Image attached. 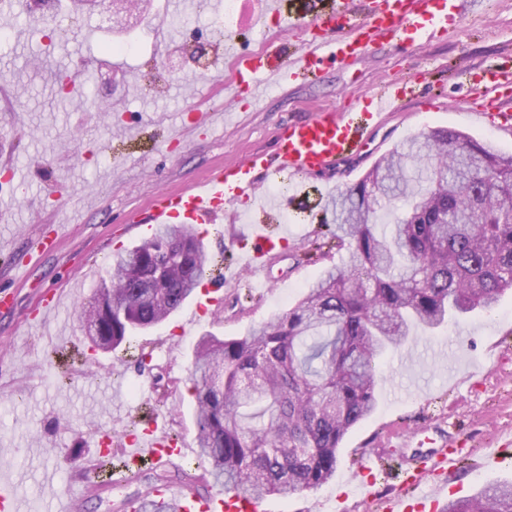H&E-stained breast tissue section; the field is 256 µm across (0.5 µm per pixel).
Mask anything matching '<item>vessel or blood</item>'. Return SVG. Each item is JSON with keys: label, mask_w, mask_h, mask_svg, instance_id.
Returning <instances> with one entry per match:
<instances>
[{"label": "vessel or blood", "mask_w": 512, "mask_h": 512, "mask_svg": "<svg viewBox=\"0 0 512 512\" xmlns=\"http://www.w3.org/2000/svg\"><path fill=\"white\" fill-rule=\"evenodd\" d=\"M461 10V0H372L363 19L357 20L339 0H330L325 10L314 15L303 2L286 24L308 28L314 34L313 49H329L341 63L352 64L375 48L371 30L385 29L393 40L411 43L453 23ZM318 71V58L305 56L291 62L280 51L267 49L241 57L231 90L234 96L246 93L255 100L267 79L305 78ZM414 92V81L406 80L380 91L371 111L360 114L322 112L292 123L277 136L274 161L256 155L233 166L220 165L209 173L203 185L158 194L150 205L152 221L156 224H204L223 213L225 206L254 198L261 176L281 179L316 175L337 168L342 161L361 154L375 130V121L384 114L399 111L402 100ZM468 101L483 102L503 129L512 128V65L486 69L482 79L472 87ZM274 247L272 234L266 231L257 234L247 256L249 269L267 271ZM58 301L56 291L43 293L38 306L27 316L28 324L44 323ZM133 448L147 450L157 459L183 456L186 445L159 436L155 429L148 428L135 439ZM158 494L162 499L175 502L179 512H251L252 509L251 504L221 491L195 497L168 485L159 489Z\"/></svg>", "instance_id": "b4317fda"}]
</instances>
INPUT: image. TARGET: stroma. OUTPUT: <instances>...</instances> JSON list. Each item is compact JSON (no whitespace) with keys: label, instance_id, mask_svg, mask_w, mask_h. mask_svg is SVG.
<instances>
[{"label":"stroma","instance_id":"1","mask_svg":"<svg viewBox=\"0 0 512 512\" xmlns=\"http://www.w3.org/2000/svg\"><path fill=\"white\" fill-rule=\"evenodd\" d=\"M225 0L193 7L176 27L170 48L154 49L157 32L169 24L161 0L148 17L123 31L92 15L62 42L40 35L45 19L18 8L0 17V161L14 176L0 180V242L22 254L29 235L56 224L61 241L26 278L0 260V289L16 294L14 314L0 315V479L8 481L22 512H56L61 497H75L74 512H120L125 498L144 491L157 471L175 476L176 461L161 469L146 466L142 478L95 492L81 478L93 465L95 440L111 433L124 441L146 419L159 429L179 432L194 459L195 404L185 380L201 333L242 336L275 313L288 310L327 266L339 261L328 243L336 230L321 204L322 190L356 183L383 154L407 136L429 128H450L512 153V130H495L487 118L462 106L473 76L512 61V0H463L461 22L447 33L411 45L381 41L356 64L346 66L323 55L320 75L310 81L269 84L265 97L231 101L225 83L233 77L211 37L203 13L220 15ZM268 0H236L226 22L236 34V53L255 52L272 42L289 54L310 49L311 34L255 17ZM124 43L125 54L106 52ZM210 52L206 68L191 53L198 43ZM76 71L73 87L59 95L54 77ZM166 80L151 83L157 71ZM416 78L419 95L374 132L366 156L337 172L310 176L302 193L277 213L289 238L277 246L265 287H254L249 272L235 279L212 278L224 298L215 317L192 322L195 300L162 324L138 333L137 348L150 363L142 368L124 350L92 354L78 318V303L92 295L99 278L85 264L103 244L125 248L147 233V217L159 192L199 184L219 165L260 153L274 157L276 133L289 122L330 109L370 110V95L382 86ZM248 206L224 210L218 223L200 225L215 264L231 270L248 243ZM67 293L58 322L30 333L25 314L49 290ZM374 414L352 427L339 449L336 477L320 489L285 499L266 497L258 512H380L382 503L412 498L405 484L375 479L371 496L354 489L358 471L378 463L406 460L426 429L440 428L453 448L448 482L453 496L477 492L485 481H512V291L494 314L474 312L436 335L415 340L386 356L380 367ZM491 448L504 459L484 467Z\"/></svg>","mask_w":512,"mask_h":512}]
</instances>
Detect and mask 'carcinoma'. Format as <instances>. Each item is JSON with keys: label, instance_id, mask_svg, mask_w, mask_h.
Listing matches in <instances>:
<instances>
[{"label": "carcinoma", "instance_id": "carcinoma-1", "mask_svg": "<svg viewBox=\"0 0 512 512\" xmlns=\"http://www.w3.org/2000/svg\"><path fill=\"white\" fill-rule=\"evenodd\" d=\"M402 211L378 231V211ZM346 260L322 271L288 311L243 336H199L189 373L198 454L179 481L209 482L258 502L317 490L336 473L345 434L375 410L379 361L416 332L432 334L512 290V155L456 130L404 139L327 205ZM212 258L192 224H160L118 252L78 305L96 327L90 348H133V333L190 298ZM156 475L122 512L156 508ZM447 512H512V483L488 481Z\"/></svg>", "mask_w": 512, "mask_h": 512}]
</instances>
